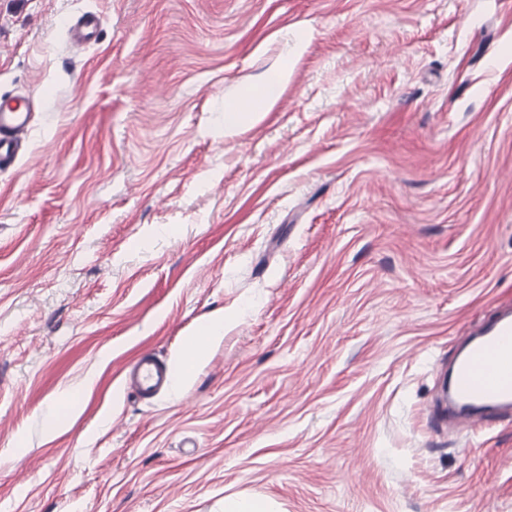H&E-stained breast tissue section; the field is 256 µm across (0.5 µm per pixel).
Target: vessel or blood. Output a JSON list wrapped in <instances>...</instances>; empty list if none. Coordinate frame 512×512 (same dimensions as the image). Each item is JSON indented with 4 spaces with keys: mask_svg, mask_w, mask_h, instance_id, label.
<instances>
[{
    "mask_svg": "<svg viewBox=\"0 0 512 512\" xmlns=\"http://www.w3.org/2000/svg\"><path fill=\"white\" fill-rule=\"evenodd\" d=\"M98 19L83 16L71 25V45L82 50L96 33ZM29 100L0 95V166L10 164L32 129ZM172 371L154 356L143 354L125 379V388L143 399L169 389ZM448 399L464 414L462 425L475 429L495 413L512 411V308L497 311L477 325L466 354L456 359L448 375Z\"/></svg>",
    "mask_w": 512,
    "mask_h": 512,
    "instance_id": "vessel-or-blood-1",
    "label": "vessel or blood"
}]
</instances>
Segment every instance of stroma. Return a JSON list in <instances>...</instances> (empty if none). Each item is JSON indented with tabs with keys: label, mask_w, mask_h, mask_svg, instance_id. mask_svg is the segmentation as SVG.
<instances>
[{
	"label": "stroma",
	"mask_w": 512,
	"mask_h": 512,
	"mask_svg": "<svg viewBox=\"0 0 512 512\" xmlns=\"http://www.w3.org/2000/svg\"><path fill=\"white\" fill-rule=\"evenodd\" d=\"M4 93L0 512H512V413L440 414L512 305V0H0ZM218 311L190 377L124 388ZM98 25V19L92 15L83 16L76 24L69 25L73 49L81 51L94 38ZM285 72L281 69L271 71L266 79L265 90L254 93L246 90L237 103L224 106V132L231 135L239 129L256 123L265 112H269L275 92L280 87ZM29 99L0 95V166L10 164L32 129ZM172 371L170 367L150 354H142L125 379L124 386L141 399H150L169 389ZM269 498L254 496H236L224 499V512H275Z\"/></svg>",
	"instance_id": "35a3bbf8"
}]
</instances>
